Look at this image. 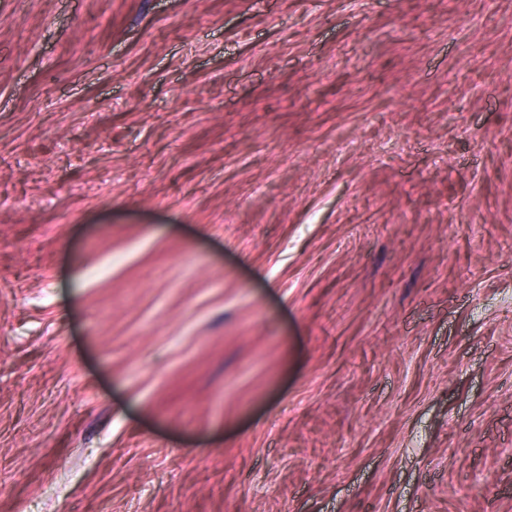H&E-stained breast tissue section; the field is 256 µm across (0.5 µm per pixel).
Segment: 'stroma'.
Listing matches in <instances>:
<instances>
[{
	"mask_svg": "<svg viewBox=\"0 0 512 512\" xmlns=\"http://www.w3.org/2000/svg\"><path fill=\"white\" fill-rule=\"evenodd\" d=\"M0 512H512V0H0Z\"/></svg>",
	"mask_w": 512,
	"mask_h": 512,
	"instance_id": "35a3bbf8",
	"label": "stroma"
}]
</instances>
